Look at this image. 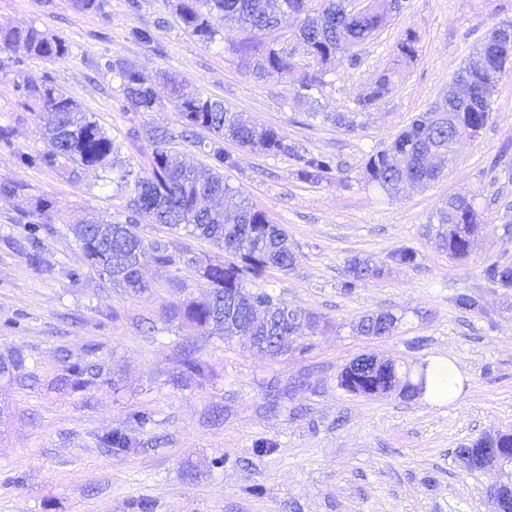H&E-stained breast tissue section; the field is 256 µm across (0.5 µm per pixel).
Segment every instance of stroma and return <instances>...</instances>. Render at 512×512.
Here are the masks:
<instances>
[{"label":"stroma","instance_id":"35a3bbf8","mask_svg":"<svg viewBox=\"0 0 512 512\" xmlns=\"http://www.w3.org/2000/svg\"><path fill=\"white\" fill-rule=\"evenodd\" d=\"M175 0H106L80 12L72 0H0V28L36 27L71 45L61 61L26 60L0 72V175L25 197L56 205L41 233L39 264L29 259L20 200L0 196V353L16 350L25 364L0 377V512H495L488 491L500 470L467 471L455 450L497 431H512V288L484 276L486 265L512 263V69L502 75L490 119L463 141L457 161L430 184L396 198L367 184L363 166L441 99L453 73L468 62L488 30L512 25V0H404L401 11L361 47L362 63L337 59L321 87L302 102L306 60L258 79L234 47L238 29L215 20V43L186 32ZM154 28L163 54L132 41L131 28ZM418 55L391 93L370 106L362 99L391 68L406 32ZM146 73L176 72L185 83L248 121L272 126L301 153L329 154L339 169L311 184L292 157L225 143L236 165L225 180L283 227L297 257L293 269H267L255 286L290 308L320 316L313 347L302 354L255 355L246 335L222 337L168 317L175 294L152 263L143 275L156 286L131 296L89 267L71 227L92 213L125 222L127 192L82 171L71 181L56 171L18 165L12 147L40 150L49 119L17 108L16 86L28 72H46L117 142L127 165L148 164L135 130L161 126L187 162L208 169L212 136L180 138L178 112H138L122 104L102 54ZM342 112L348 126L322 118ZM476 198L483 222L467 259L434 244L435 212L448 196ZM412 247L413 266L389 259ZM368 259L383 274L352 293L340 284L348 260ZM479 296L481 310H459L454 298ZM404 311L390 336L367 337L351 325L365 313ZM206 366L200 379L181 377L186 350ZM371 354L402 366L449 359L462 376L452 401L433 405L397 394L365 398L338 387L336 375ZM94 364L84 389L65 383L69 366ZM144 411L146 424L133 415ZM119 431L135 450L108 448ZM271 452L258 451L260 442ZM258 484L261 496L250 495Z\"/></svg>","mask_w":512,"mask_h":512}]
</instances>
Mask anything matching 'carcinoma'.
Instances as JSON below:
<instances>
[{
    "label": "carcinoma",
    "mask_w": 512,
    "mask_h": 512,
    "mask_svg": "<svg viewBox=\"0 0 512 512\" xmlns=\"http://www.w3.org/2000/svg\"><path fill=\"white\" fill-rule=\"evenodd\" d=\"M309 2L177 0L175 10L184 29L206 43L216 41L217 30L211 23L213 15L221 16L226 25L237 27L245 37L235 47V52L258 79L269 78L294 66L292 52L264 43L261 36L278 27L280 14L296 16L300 26L295 37L312 68L301 80L300 88L305 90L302 97L306 98L307 91L323 85V77L337 56L346 58L351 68L359 66L361 60L353 48L370 39L387 23L391 14L401 8V0H367L362 11L354 12L348 0H325V7L316 12ZM129 38L158 49L155 33L150 28L133 27ZM19 47L27 56L49 62L69 54V45L61 37L49 36L32 26L1 28V72L24 63L23 58L13 55ZM417 53L418 38L415 33L408 32L397 46L394 67L377 77L362 105H369L390 93L398 68L411 64ZM100 67L112 74L123 101L134 110L155 112L169 102L179 112L183 132L198 127L210 130L214 142L207 151L211 160L208 174L203 176L185 164L179 153L170 147L172 134L161 127L146 128L142 132L150 147L146 174L118 165L121 146L45 72L25 75L17 89L21 110L48 112L53 116L44 133L46 148L36 152L16 149L13 156L24 167L49 168L69 179L86 168L112 170L116 174L115 180L128 188L127 207L131 216L124 224L91 216L72 225V234L86 260L111 285L129 294H140L153 288L140 272L142 258L150 256L161 277L176 288V300L168 306L171 318L203 332L232 336L235 326L250 319L252 306L249 301L271 307L279 303L268 292L250 288L253 280L269 268L286 270L292 267L296 256L287 231L270 222L264 211L246 200L233 209L224 207V199L238 190L224 181L223 170L234 167L236 160L224 151L222 142H232L251 152L289 154L300 163V177L310 183L330 178L336 162L328 155L300 154L277 129L243 120L238 113L226 108L223 101L189 88L174 73L152 76L120 58L106 55L101 57ZM499 78L501 74L494 69L481 73L463 66L454 73L452 80L469 84L473 94L479 97L489 88L496 89ZM445 100L448 110L461 118L464 126L482 129L487 125L491 108L477 110L472 104L456 99L451 92ZM454 146L455 142L448 137V121L437 118L428 110L412 120L389 148L369 157L364 175L367 182L395 196L411 181L421 184L434 181L436 175L424 165V157L433 153L452 162ZM54 205L50 198L22 199L20 212L26 218L29 239L39 241L43 224ZM140 218L165 224L174 231L183 230L193 238L224 249L230 258L212 259L204 267L198 262L200 255L190 250L175 254L170 250V243L163 240L147 243L138 232L137 220ZM436 218L437 249L452 258L467 257L469 236L481 223L475 197H448V202L436 211ZM391 261L397 265L414 266L417 254L411 248H399L392 252ZM381 274L382 270L355 257L348 262L341 288L351 293L362 281ZM484 275L503 288H512V266L491 264L485 268ZM202 284L211 288L207 301L197 300L192 292L193 286ZM271 331L277 340L258 345L253 353L278 358L308 348V344L294 336L293 323L281 314L273 319ZM24 363V356L19 352L0 356V369L6 375L21 369ZM182 367L188 379L206 375L205 364L190 351L185 354ZM94 376L91 367L76 364L69 369L67 381L75 386H85ZM339 377L340 386L346 392L375 397L385 395L396 374L387 367L364 371L349 363L339 371Z\"/></svg>",
    "instance_id": "carcinoma-1"
}]
</instances>
